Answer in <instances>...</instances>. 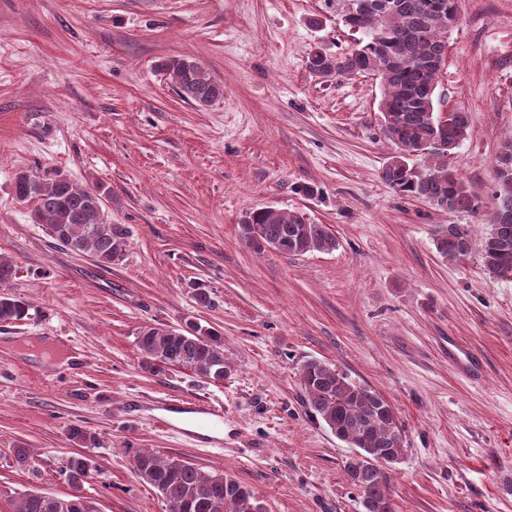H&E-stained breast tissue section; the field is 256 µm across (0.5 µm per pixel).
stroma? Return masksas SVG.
Returning <instances> with one entry per match:
<instances>
[{
    "label": "stroma",
    "instance_id": "35a3bbf8",
    "mask_svg": "<svg viewBox=\"0 0 512 512\" xmlns=\"http://www.w3.org/2000/svg\"><path fill=\"white\" fill-rule=\"evenodd\" d=\"M459 11L438 109L470 116L448 167L478 196L474 213L382 182L393 146L378 80L306 67L318 47L359 40L322 0H0V256L29 307L0 324V512L32 491L68 495L60 469L78 455L97 512H166L133 472L141 449L233 476L266 512H361L344 471L354 450L303 393L310 359L397 413L395 512H512V277L435 248L445 225L476 242L491 227L512 134V0ZM169 57L201 65L222 98L182 101L159 68ZM20 170L99 189L129 230L121 259L55 247L13 193ZM268 206L329 225L336 250L257 251L240 224ZM190 322L221 335L224 380L143 368L142 327ZM199 397L224 406L222 448L160 424L163 404ZM19 447L34 469L6 460ZM495 164L496 187L494 197L496 207L502 206L505 202H508L512 207V136L502 142Z\"/></svg>",
    "mask_w": 512,
    "mask_h": 512
}]
</instances>
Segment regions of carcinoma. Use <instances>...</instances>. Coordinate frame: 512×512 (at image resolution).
Masks as SVG:
<instances>
[{
	"label": "carcinoma",
	"instance_id": "carcinoma-1",
	"mask_svg": "<svg viewBox=\"0 0 512 512\" xmlns=\"http://www.w3.org/2000/svg\"><path fill=\"white\" fill-rule=\"evenodd\" d=\"M327 10L344 25L362 34L356 48L345 53L315 52L307 67L316 76L328 78L367 74L380 82L379 112L382 130L390 142L408 145L423 159L445 158L467 138L470 124L466 112H453L448 125L436 120V75L448 48V32L460 21L459 0H324ZM169 73L176 94L185 102L204 109L223 96V89L198 64L168 59L161 64ZM442 144L429 150L424 144ZM496 205H512V136L505 139L495 160ZM381 179L396 192L421 199L448 212H475L479 198L448 169V163L416 168L388 158ZM13 189L21 203H31V220L50 231L55 245L78 249L102 266L120 260L128 231L122 224L106 220L100 190L74 183L60 173L41 178L31 171L14 176ZM252 224L262 228L263 244L288 255L311 251L329 253L338 241L325 224H312L304 215L271 207L246 214L241 224L248 237ZM437 252L457 259L470 253L472 238L464 224H450L435 238ZM483 271L491 279L512 275V215L491 226L480 248ZM15 276L14 264L0 258V322L12 323L28 316V305L3 292ZM143 366L152 372L186 368L213 380L228 374L224 343L216 331L200 324L187 328L145 326L138 336ZM300 383L310 409L336 434L361 450L345 464L350 482L362 493L363 512H394L384 468L397 463L405 451L398 416L378 392L359 391V385L330 365L315 359L300 367ZM13 467L32 469L35 457L27 448L10 449ZM133 470L155 488L167 508L178 512H265L264 504L231 476L206 471L193 463L181 464L177 457H162L149 450L133 456ZM87 458L72 457L64 478L81 491L90 478ZM75 508L61 504L62 498L31 492L24 495L14 512H95L87 497Z\"/></svg>",
	"mask_w": 512,
	"mask_h": 512
}]
</instances>
